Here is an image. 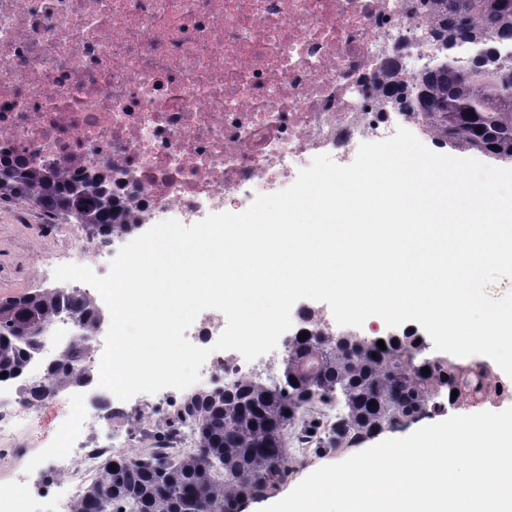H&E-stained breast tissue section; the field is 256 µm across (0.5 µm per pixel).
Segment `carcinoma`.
<instances>
[{
  "label": "carcinoma",
  "instance_id": "1",
  "mask_svg": "<svg viewBox=\"0 0 512 512\" xmlns=\"http://www.w3.org/2000/svg\"><path fill=\"white\" fill-rule=\"evenodd\" d=\"M410 11L427 20L444 63L410 82L386 67L375 91L395 100L438 147L512 161V67L497 49L512 41V0H414ZM7 202L62 215L101 236L127 234L138 224L104 179L50 173L22 159L0 160V203ZM94 309L88 295L52 288L1 299L0 373H22L62 312L90 317ZM416 340L388 336L382 350L370 336H341L313 324L306 339L288 340L281 384L253 377L183 397L158 421V446L112 458L116 471L104 467L73 512H237L253 493L287 483L294 441H309L315 454L337 453L405 420L429 417L445 403L464 406L487 396L495 375L486 363L425 357V344ZM89 351L87 336L69 345L49 365L48 385L32 387L33 394L91 383L80 363ZM316 406L338 408L325 435L312 417ZM185 425L196 446L172 457L161 443Z\"/></svg>",
  "mask_w": 512,
  "mask_h": 512
}]
</instances>
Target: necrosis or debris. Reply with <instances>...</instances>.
I'll list each match as a JSON object with an SVG mask.
<instances>
[{
	"label": "necrosis or debris",
	"instance_id": "necrosis-or-debris-1",
	"mask_svg": "<svg viewBox=\"0 0 512 512\" xmlns=\"http://www.w3.org/2000/svg\"><path fill=\"white\" fill-rule=\"evenodd\" d=\"M408 0H0V150L69 175L110 173L118 192L154 225L170 213L196 223L209 209L244 205L290 187L315 156L354 161L406 115L376 94L382 64L412 74L437 47ZM78 316L46 333L68 347L92 336L85 363L98 370L103 326ZM287 339L258 361L210 354L196 389L261 376L281 380ZM49 360L0 382V455L44 443L53 426L60 463L43 490L54 512L75 503L117 454L97 429L144 438L151 419L131 418L98 384L33 398ZM0 512H37L29 473L0 476Z\"/></svg>",
	"mask_w": 512,
	"mask_h": 512
}]
</instances>
